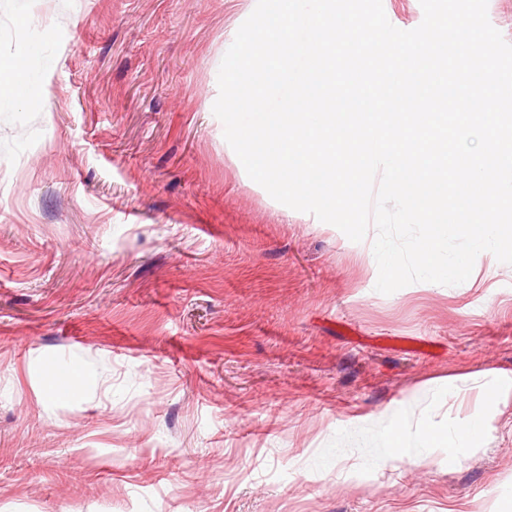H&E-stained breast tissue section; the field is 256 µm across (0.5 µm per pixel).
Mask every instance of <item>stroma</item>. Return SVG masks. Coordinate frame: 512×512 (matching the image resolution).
<instances>
[{
  "instance_id": "obj_1",
  "label": "stroma",
  "mask_w": 512,
  "mask_h": 512,
  "mask_svg": "<svg viewBox=\"0 0 512 512\" xmlns=\"http://www.w3.org/2000/svg\"><path fill=\"white\" fill-rule=\"evenodd\" d=\"M253 9L0 0L42 76L0 107V512H512V265L384 295L374 233L251 182L213 105ZM487 430L484 418L480 415H474L466 421L464 425L456 428L452 434V442L461 448H471L477 446L483 439ZM443 441L433 430L425 429L411 436L398 424L389 430L383 449L390 459L415 465L424 460L427 448L438 447Z\"/></svg>"
}]
</instances>
